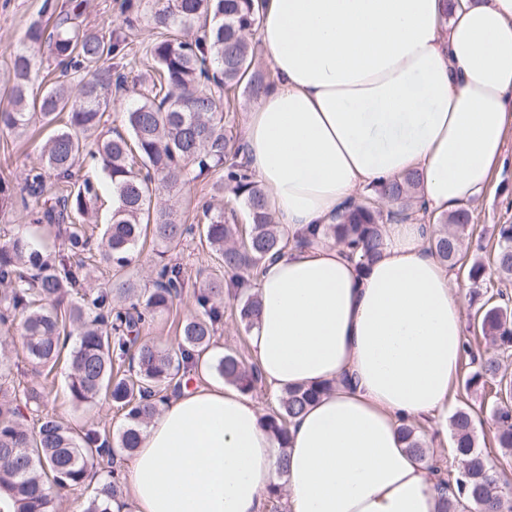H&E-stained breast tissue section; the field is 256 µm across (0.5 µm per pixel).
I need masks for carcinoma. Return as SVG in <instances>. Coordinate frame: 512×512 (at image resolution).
Returning a JSON list of instances; mask_svg holds the SVG:
<instances>
[{"label":"carcinoma","instance_id":"obj_1","mask_svg":"<svg viewBox=\"0 0 512 512\" xmlns=\"http://www.w3.org/2000/svg\"><path fill=\"white\" fill-rule=\"evenodd\" d=\"M120 10L126 27L106 33L58 9L56 0H43L41 14L54 24L29 25L26 45L10 54L11 84L0 93V131L23 133L33 124L52 129L39 164L28 170L19 191L0 180V212L19 200L32 223L66 225L65 247L52 259L31 236L0 245V326L20 318L31 362L51 370L67 354L73 401L89 404L103 397L124 410L125 418L115 448L96 429L78 430L61 422L41 410L35 389L14 382L9 359L0 352V393L5 395L0 398V492L10 497L15 512H58L53 489H77L101 474L104 479L84 512H112V500L123 494L115 459L135 451L167 393L181 389L192 357L212 349L224 319V293L241 298L240 319L253 326L258 301L243 289L285 244L234 136L236 93L255 99L273 84L271 73L255 63L257 0H122ZM143 17L153 37L142 48V60L152 63L157 78L138 93L139 103L124 112L126 133L96 141L95 158L110 179L115 199L97 250L102 261L120 272L130 265L139 243L149 238L160 248V261L152 287L117 277L91 298L83 291V255L90 238L80 220L87 219L100 187L88 177L74 179V170L88 134L98 130L104 114L128 89L125 69L137 63L130 56V35ZM44 45L62 77L41 81L40 97L32 98L29 88L39 76L35 49ZM217 169L223 175L212 190L216 195L227 190L243 203L249 220L243 231L235 224L236 214L228 216L209 202L202 205L201 223L185 224L178 214V186L204 180ZM51 177L60 190L53 202L42 204ZM419 186L420 175L411 172L372 187L363 201L344 208L338 223L314 226L302 243L333 239L352 249L357 267L365 269L382 253L385 224L407 214ZM161 187L171 203L153 201ZM382 200L398 210L383 212ZM471 219L462 209L429 238L430 250L443 265L452 269L462 260V234ZM195 236L221 261L227 279L211 281L197 293L202 312L183 324L177 351L137 344L140 324L169 310L185 288L181 266L165 261V253ZM492 237L498 278L511 281L512 224L493 225ZM467 277L476 287L488 281L479 261L468 267ZM474 324L488 348L461 385L481 393L495 421V443L511 455L512 376L504 357L512 353V310L486 304L476 312ZM211 370L244 393L260 383L256 367L233 352L211 359ZM330 389L288 390L262 426L286 447L290 423ZM30 414L37 417L35 430L26 425ZM448 430L452 460L441 477L448 492L441 512H512V484L488 478L489 461L475 444L470 408L456 409L448 417ZM400 432L408 448L430 460L416 427L405 424Z\"/></svg>","mask_w":512,"mask_h":512}]
</instances>
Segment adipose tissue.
Wrapping results in <instances>:
<instances>
[{
    "instance_id": "obj_1",
    "label": "adipose tissue",
    "mask_w": 512,
    "mask_h": 512,
    "mask_svg": "<svg viewBox=\"0 0 512 512\" xmlns=\"http://www.w3.org/2000/svg\"><path fill=\"white\" fill-rule=\"evenodd\" d=\"M258 39L275 80L244 149L288 243L250 286L249 347L271 393L333 388L284 448L236 388L172 395L122 460L112 512H263L281 456L288 512H441L434 468L399 432L447 414L463 355L432 225H387L362 271L345 247L299 240L413 169L431 213L481 194L512 127V0H262Z\"/></svg>"
}]
</instances>
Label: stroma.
I'll return each instance as SVG.
<instances>
[{"instance_id":"obj_1","label":"stroma","mask_w":512,"mask_h":512,"mask_svg":"<svg viewBox=\"0 0 512 512\" xmlns=\"http://www.w3.org/2000/svg\"><path fill=\"white\" fill-rule=\"evenodd\" d=\"M42 3L43 0H0V88L10 83L9 54L23 40L29 24L38 20ZM62 3L68 11L74 6H81L82 17L91 27L107 31L123 24L124 17L119 10V0H62ZM47 137V131L37 126L32 127L22 137L0 132V176L9 185L19 183L26 170L39 163L41 147ZM82 172L98 181L101 186V198L93 209L92 221L87 224L90 238L95 239L112 218V187L97 161L85 159ZM468 209L473 222L466 238L468 255L480 258L485 264H492L494 252L489 241L492 227L496 224H512V131L506 136L502 167L493 174L483 196L470 202ZM21 232L39 238L44 255L49 257L57 254L64 246V237L57 228L29 223L22 207L0 212V244ZM169 256L182 267L189 289L183 293L172 310L148 320L139 330L141 340L163 348L176 347L180 323L198 314L193 288L201 286L205 280L224 276L223 266L199 242H185L171 250ZM239 304L237 297L225 296L224 321L214 337L212 355L219 356L232 351L243 358H250L249 331L239 319ZM4 340L15 377L41 392L45 412L58 416L71 425L97 429L106 432L110 437H118L124 424L122 410L105 401L89 406H76L68 390L67 362H59L53 371H46L45 368L29 362L19 329H11ZM451 395L452 407L469 406L477 419L478 446L488 454L491 467L500 476L512 480V455H503L496 448L493 438L495 425L489 412L481 409L480 395L467 393L457 385L453 386Z\"/></svg>"}]
</instances>
